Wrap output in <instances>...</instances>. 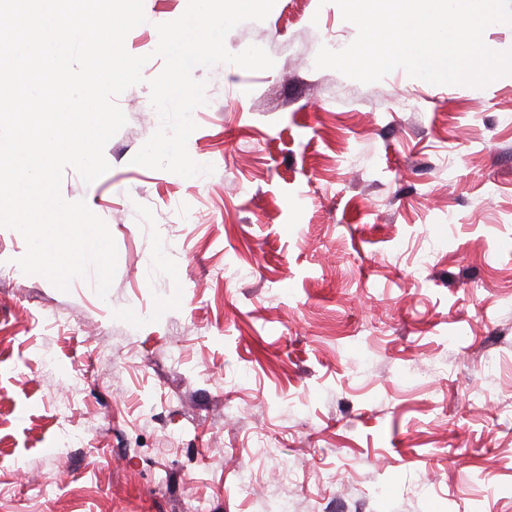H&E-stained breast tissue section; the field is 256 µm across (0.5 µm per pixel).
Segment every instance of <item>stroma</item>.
I'll return each mask as SVG.
<instances>
[{"label": "stroma", "instance_id": "stroma-1", "mask_svg": "<svg viewBox=\"0 0 512 512\" xmlns=\"http://www.w3.org/2000/svg\"><path fill=\"white\" fill-rule=\"evenodd\" d=\"M186 6L144 0L110 169L63 172L115 240L107 299L0 228V512H512V79L315 68L356 27L276 0L225 39L272 69L194 70L186 179L131 162Z\"/></svg>", "mask_w": 512, "mask_h": 512}]
</instances>
